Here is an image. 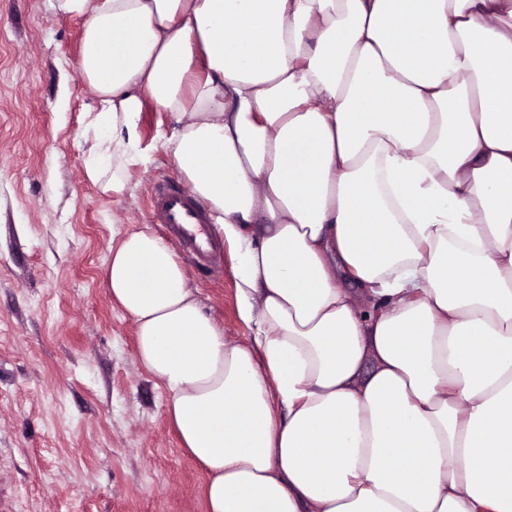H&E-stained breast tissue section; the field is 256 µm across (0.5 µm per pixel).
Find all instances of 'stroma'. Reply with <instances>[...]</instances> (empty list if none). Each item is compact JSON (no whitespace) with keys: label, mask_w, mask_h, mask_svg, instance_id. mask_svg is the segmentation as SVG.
Instances as JSON below:
<instances>
[{"label":"stroma","mask_w":512,"mask_h":512,"mask_svg":"<svg viewBox=\"0 0 512 512\" xmlns=\"http://www.w3.org/2000/svg\"><path fill=\"white\" fill-rule=\"evenodd\" d=\"M83 22L0 0V512H205V474L103 280L111 247L148 223L155 181L184 182L155 146L174 120L142 112L150 160L122 193L86 178ZM184 266L225 336L248 340L231 251Z\"/></svg>","instance_id":"obj_1"}]
</instances>
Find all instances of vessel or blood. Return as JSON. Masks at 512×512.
I'll list each match as a JSON object with an SVG mask.
<instances>
[{"instance_id": "obj_1", "label": "vessel or blood", "mask_w": 512, "mask_h": 512, "mask_svg": "<svg viewBox=\"0 0 512 512\" xmlns=\"http://www.w3.org/2000/svg\"><path fill=\"white\" fill-rule=\"evenodd\" d=\"M151 217L159 224L169 225L179 242L192 249L201 258H209L212 251L202 241L206 219L199 203L188 193L168 181L155 183L152 193Z\"/></svg>"}]
</instances>
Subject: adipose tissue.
Wrapping results in <instances>:
<instances>
[{
    "instance_id": "adipose-tissue-1",
    "label": "adipose tissue",
    "mask_w": 512,
    "mask_h": 512,
    "mask_svg": "<svg viewBox=\"0 0 512 512\" xmlns=\"http://www.w3.org/2000/svg\"><path fill=\"white\" fill-rule=\"evenodd\" d=\"M59 7L86 177L122 192L170 113L236 254L246 344L149 228L104 270L206 512H512V0Z\"/></svg>"
}]
</instances>
